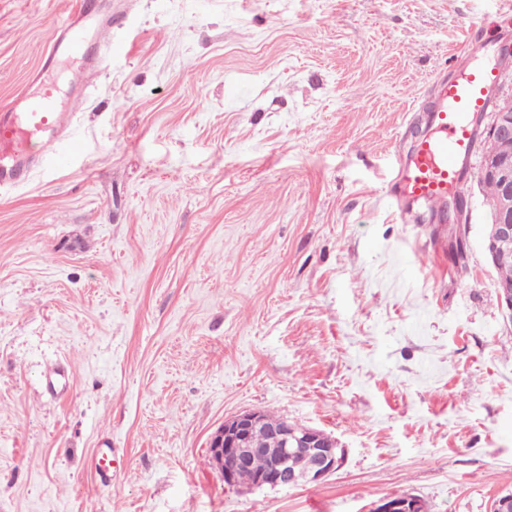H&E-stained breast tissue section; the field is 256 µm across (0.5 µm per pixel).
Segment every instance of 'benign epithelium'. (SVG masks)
<instances>
[{
    "label": "benign epithelium",
    "instance_id": "obj_1",
    "mask_svg": "<svg viewBox=\"0 0 512 512\" xmlns=\"http://www.w3.org/2000/svg\"><path fill=\"white\" fill-rule=\"evenodd\" d=\"M481 135L494 139L499 154L481 158L484 177L500 181L501 200L491 215V231L484 238V250L492 263L509 256L512 249V97L500 98L489 113V121ZM263 412L245 411L229 419L212 435L209 443L211 459L219 469L224 484H235L236 472L247 466L259 449L250 447L249 432L263 424ZM283 444L268 468L258 474L253 487H291L302 483H320L343 464L344 449L335 437L311 427H301L281 419L271 427ZM369 512H426L424 503L416 498L384 497L373 503Z\"/></svg>",
    "mask_w": 512,
    "mask_h": 512
}]
</instances>
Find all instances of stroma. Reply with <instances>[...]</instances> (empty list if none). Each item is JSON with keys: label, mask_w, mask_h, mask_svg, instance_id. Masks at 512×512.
Segmentation results:
<instances>
[{"label": "stroma", "mask_w": 512, "mask_h": 512, "mask_svg": "<svg viewBox=\"0 0 512 512\" xmlns=\"http://www.w3.org/2000/svg\"><path fill=\"white\" fill-rule=\"evenodd\" d=\"M81 0H0V107ZM503 0H112L79 155L0 191V512H490L512 491V317L465 230L388 194L469 30ZM260 410L345 450L229 487ZM118 449L111 484L98 449ZM263 412L245 411L229 419L212 435L209 443L211 459L219 469L226 485H235L236 472L247 466L251 457L261 448H280L279 454L271 460L268 468L258 474L252 488L291 487L302 483H321L335 473L343 464L344 448L335 437L325 431L301 427L287 419L279 420L265 414L270 422L278 421L271 427L278 442L265 429L252 433L250 448L249 432L265 422ZM304 452L307 458L306 470H295L296 453ZM410 496L384 497L374 502L369 512H426L424 503L414 496L410 499ZM401 497L408 499L404 500Z\"/></svg>", "instance_id": "stroma-1"}]
</instances>
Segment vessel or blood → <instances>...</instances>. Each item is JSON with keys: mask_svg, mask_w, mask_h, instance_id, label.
<instances>
[{"mask_svg": "<svg viewBox=\"0 0 512 512\" xmlns=\"http://www.w3.org/2000/svg\"><path fill=\"white\" fill-rule=\"evenodd\" d=\"M112 28V6L107 0H83L71 21L51 28L45 60L30 88L12 104L0 108V189L26 185L34 170L69 161L71 139L80 112L88 103L86 90L59 96L50 75L59 62L81 59L86 72L98 70L99 57L89 55V43H100ZM504 68L493 63L437 77L433 100L427 106L430 134L414 142L408 156L397 158L390 193L395 200L445 211L449 197L461 189L459 173L474 144L475 118L486 112ZM118 452L109 448L94 459L102 483L112 481Z\"/></svg>", "mask_w": 512, "mask_h": 512, "instance_id": "obj_1", "label": "vessel or blood"}]
</instances>
